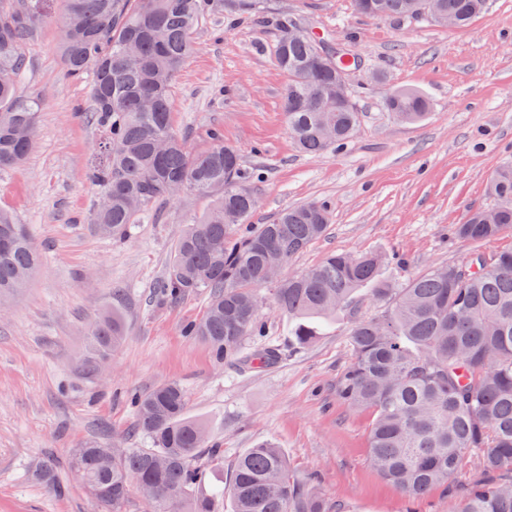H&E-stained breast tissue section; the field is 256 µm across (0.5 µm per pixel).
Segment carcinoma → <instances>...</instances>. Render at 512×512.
Instances as JSON below:
<instances>
[{"label": "carcinoma", "mask_w": 512, "mask_h": 512, "mask_svg": "<svg viewBox=\"0 0 512 512\" xmlns=\"http://www.w3.org/2000/svg\"><path fill=\"white\" fill-rule=\"evenodd\" d=\"M61 50L67 76L92 85L89 119L104 134L99 161L86 178L108 197L87 221L95 234L124 240L155 202L180 193L211 199L209 210L186 226L177 240L160 293L175 303L204 289L203 317L186 327L205 341L216 360L237 357L248 336H261L256 286H273L276 308L288 318L292 344L309 345L318 326L348 310L361 288L390 304L385 314L355 322L351 361L336 395L351 408L373 413L370 460L385 480L414 501L448 486L468 461L487 479L474 484L458 512H512V250L486 253L481 246L512 230V166L491 176L490 208H478L456 225L471 246L464 259L433 267L398 287L381 278L385 258L377 253H335L298 275L269 282L266 257L282 263L319 239L330 222L327 204L307 202L282 211L270 224H251L258 206L244 187L251 179L236 148L216 130L208 148L193 150L173 128L171 87L193 49V35L211 0H65ZM256 0H223L224 12L247 18ZM370 19L425 16L470 24L487 0H353ZM39 21L32 0H0V170L31 151L40 98L23 95L18 82L25 45ZM319 39L279 27L273 61L285 74L288 132L304 153L344 147L359 122L355 102L328 105L320 90L336 69L359 62L346 51L337 66L318 55ZM385 108L415 122L428 114L425 97L410 88L388 94ZM40 264L29 228L0 209V306L26 287ZM124 339L115 308L98 316L86 337L83 367L99 372ZM281 351L261 344L241 359L246 369L277 362ZM136 431L149 448H76L69 470L81 481L96 512H125L132 492L153 512H341L305 480L295 478L272 442L241 453L227 493L204 494L208 473L223 464L224 450L209 444L207 424L188 415L177 382L130 396Z\"/></svg>", "instance_id": "1"}]
</instances>
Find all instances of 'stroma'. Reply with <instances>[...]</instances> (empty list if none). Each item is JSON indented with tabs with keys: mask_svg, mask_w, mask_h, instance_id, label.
Listing matches in <instances>:
<instances>
[{
	"mask_svg": "<svg viewBox=\"0 0 512 512\" xmlns=\"http://www.w3.org/2000/svg\"><path fill=\"white\" fill-rule=\"evenodd\" d=\"M264 4L360 57L363 68L352 75L360 119L350 143L318 156L297 149L281 110L286 78L273 64V28L250 18L229 21L217 5L195 32L196 49L173 84L172 110L176 132L191 148L208 147L209 132L221 129L243 167L257 172L252 223H270L310 201L328 205L326 234L282 276L333 252L381 254L382 277L399 284L462 260L468 246L455 225L469 209L490 205L489 176L512 164V0H489L484 14L456 31L366 19L352 0ZM64 9V0H47L46 18L25 46L19 89L40 94L35 141L20 166L0 171V208L28 226L44 255L27 288L0 311V512H95L68 457L90 444L147 447L131 433L126 397L169 381L183 385L191 415L208 422L211 440L224 450V466L205 491L228 484L244 449L271 440L294 476L313 480L346 512H449L482 472L466 466L447 488L409 501L370 463L371 412L336 397L354 322L382 315L386 303L359 291L352 310L296 350L272 288H257L266 333L244 347L267 342L285 354L249 371L235 358L216 362L206 344L184 335V325L205 312V292L172 304L156 288L186 225L209 209L208 198L157 202L122 241L88 230L98 189L85 173L103 135L88 116L90 82L65 76ZM403 87L430 104L419 123L401 122L384 107ZM112 306L122 313L125 341L105 372L92 375L80 363L85 333ZM42 460L50 461L55 485L31 478L32 464Z\"/></svg>",
	"mask_w": 512,
	"mask_h": 512,
	"instance_id": "stroma-1",
	"label": "stroma"
}]
</instances>
